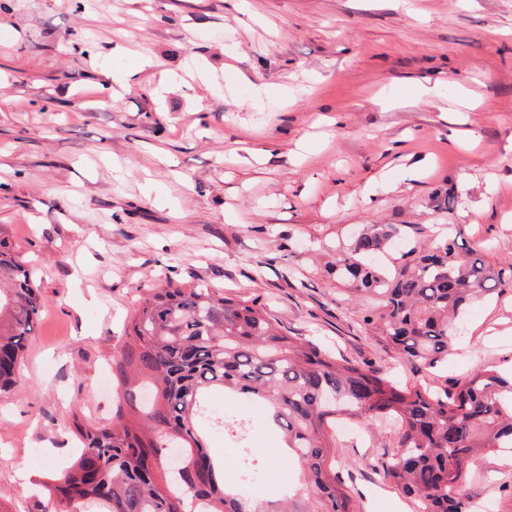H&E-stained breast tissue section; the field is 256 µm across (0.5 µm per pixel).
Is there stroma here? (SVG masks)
<instances>
[{
  "mask_svg": "<svg viewBox=\"0 0 512 512\" xmlns=\"http://www.w3.org/2000/svg\"><path fill=\"white\" fill-rule=\"evenodd\" d=\"M365 224L423 243L455 225L512 259V0H0V241L44 299L0 399V512H53L41 484L76 423L111 418L112 359L159 277L258 300L410 387L512 369L509 291L466 310L444 370L363 325L331 267ZM212 400L254 417L272 478L254 494L281 498L298 476L266 406ZM336 438L357 512H418L379 476L391 427ZM463 494L512 512V463L485 454Z\"/></svg>",
  "mask_w": 512,
  "mask_h": 512,
  "instance_id": "1",
  "label": "stroma"
}]
</instances>
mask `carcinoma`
Wrapping results in <instances>:
<instances>
[{
  "label": "carcinoma",
  "instance_id": "obj_1",
  "mask_svg": "<svg viewBox=\"0 0 512 512\" xmlns=\"http://www.w3.org/2000/svg\"><path fill=\"white\" fill-rule=\"evenodd\" d=\"M402 240L397 224H367L336 258V277L378 304L362 323L377 328L403 361L426 369L448 360L455 320L469 303L512 289V261L491 264L486 252L452 238L402 253L386 276L373 260ZM43 300L33 271L0 251V398ZM123 388L112 422L76 425L83 448L66 471L45 483L60 504L95 500L108 512H356L336 480L332 422L371 418L397 435L384 477L417 498L421 512H467L462 488L480 450L512 449V382L481 369L449 390L400 386L309 339L288 336L257 300L150 286L127 341L112 361ZM223 388L269 408L286 462L299 473L288 497L257 501L224 485L204 434H218L224 414L206 400ZM185 450L166 471L171 445Z\"/></svg>",
  "mask_w": 512,
  "mask_h": 512
}]
</instances>
